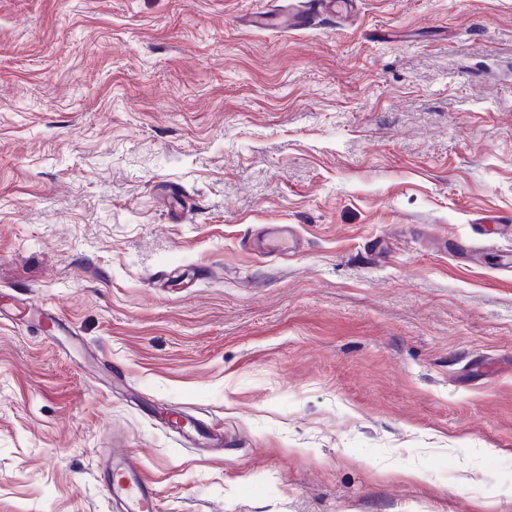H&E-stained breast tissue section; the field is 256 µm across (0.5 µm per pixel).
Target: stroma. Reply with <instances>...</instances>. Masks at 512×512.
<instances>
[{
  "instance_id": "stroma-1",
  "label": "stroma",
  "mask_w": 512,
  "mask_h": 512,
  "mask_svg": "<svg viewBox=\"0 0 512 512\" xmlns=\"http://www.w3.org/2000/svg\"><path fill=\"white\" fill-rule=\"evenodd\" d=\"M307 2L0 0V512H512V0ZM308 15H289L288 11L261 13L246 20V24L257 29H279L288 31L308 23ZM109 496L127 504L126 512H158L155 490L143 476L140 467L125 452L121 461L108 469Z\"/></svg>"
}]
</instances>
